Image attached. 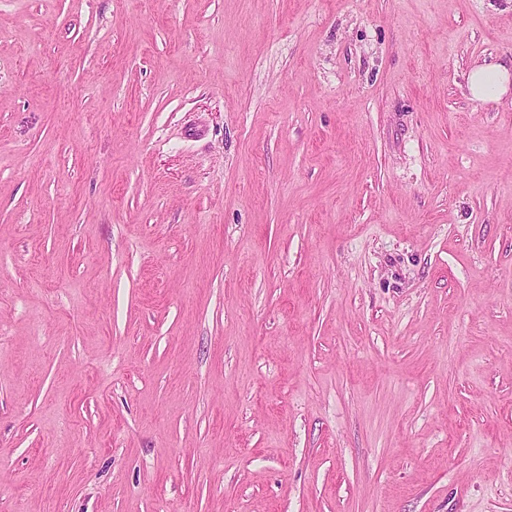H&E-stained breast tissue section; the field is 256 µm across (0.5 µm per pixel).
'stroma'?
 <instances>
[{"label":"stroma","instance_id":"stroma-1","mask_svg":"<svg viewBox=\"0 0 512 512\" xmlns=\"http://www.w3.org/2000/svg\"><path fill=\"white\" fill-rule=\"evenodd\" d=\"M512 0H0V512H512ZM467 87L471 98L483 102H498L510 92L512 66L481 64L467 74Z\"/></svg>","mask_w":512,"mask_h":512}]
</instances>
